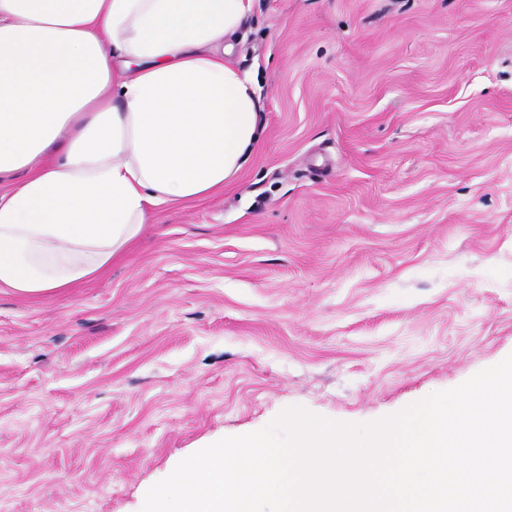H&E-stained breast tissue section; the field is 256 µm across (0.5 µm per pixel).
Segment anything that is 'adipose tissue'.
<instances>
[{"instance_id":"1","label":"adipose tissue","mask_w":512,"mask_h":512,"mask_svg":"<svg viewBox=\"0 0 512 512\" xmlns=\"http://www.w3.org/2000/svg\"><path fill=\"white\" fill-rule=\"evenodd\" d=\"M252 0H0V288L95 277L156 209L222 191L260 144L224 59Z\"/></svg>"}]
</instances>
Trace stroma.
I'll return each instance as SVG.
<instances>
[{"mask_svg": "<svg viewBox=\"0 0 512 512\" xmlns=\"http://www.w3.org/2000/svg\"><path fill=\"white\" fill-rule=\"evenodd\" d=\"M261 142L111 266L0 288V512H141L300 406L395 415L512 354V0H253Z\"/></svg>", "mask_w": 512, "mask_h": 512, "instance_id": "stroma-1", "label": "stroma"}]
</instances>
